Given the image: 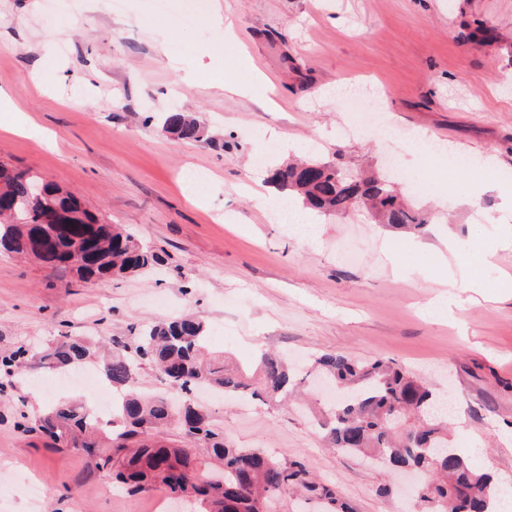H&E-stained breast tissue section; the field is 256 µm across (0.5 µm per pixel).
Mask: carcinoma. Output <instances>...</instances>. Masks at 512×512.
Wrapping results in <instances>:
<instances>
[{
	"instance_id": "carcinoma-1",
	"label": "carcinoma",
	"mask_w": 512,
	"mask_h": 512,
	"mask_svg": "<svg viewBox=\"0 0 512 512\" xmlns=\"http://www.w3.org/2000/svg\"><path fill=\"white\" fill-rule=\"evenodd\" d=\"M163 131L185 142L204 139V126L174 108L163 116ZM342 168L313 158L274 169L271 180L302 204L318 211H339L361 205L377 211V220L397 228L420 231L430 217L405 205L384 176L356 183L340 176ZM36 176L0 165V248L6 252L42 247L41 265L52 271H74L69 263L71 242L43 245L42 224H71L75 234H89L97 249L80 275L109 279L144 273L160 264L148 250L119 226L101 224L76 197L51 183L33 186ZM92 355L83 339L62 336L40 357L65 370ZM154 366L160 379L190 397L200 387L225 395L247 394L261 402L288 398L303 383L280 355L262 352L252 371L224 362L208 349V327L199 317L159 322L140 332L131 351H116L103 361V378L120 391L115 414L125 430L102 442L97 424L84 408L72 404L49 407L24 431L45 446L72 449L97 470H110L128 490L141 493L162 487L176 496L186 489L200 512H276L282 497L295 495L310 512H352L336 487L316 481L300 460H282L263 448H237L224 441L210 422L187 403L178 409L167 394L143 395L136 390L141 366ZM311 372L338 385L344 395L320 414L338 453L363 455L390 469L412 468L422 476L417 490L418 512H495L500 493L493 478L474 465L466 452L448 444V419L439 415L437 397L395 364L362 361L329 353L315 358ZM177 422L192 445L169 447L154 432ZM491 486L485 497L478 491Z\"/></svg>"
}]
</instances>
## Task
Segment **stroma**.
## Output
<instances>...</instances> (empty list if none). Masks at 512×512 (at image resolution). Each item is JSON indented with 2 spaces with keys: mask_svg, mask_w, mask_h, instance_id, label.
<instances>
[{
  "mask_svg": "<svg viewBox=\"0 0 512 512\" xmlns=\"http://www.w3.org/2000/svg\"><path fill=\"white\" fill-rule=\"evenodd\" d=\"M206 2L234 18L237 48L209 15L182 23V0H0V89L35 128L13 131L0 112V163L74 191L164 259L150 274L86 281L0 254V357L65 334L130 346L141 329L195 314L212 350L243 364L268 350L406 368L451 396V435L478 448V466L512 479V0ZM256 74L250 95L225 92V79ZM336 84L378 100L386 135H344L348 114L324 93ZM174 104L198 113L205 140L162 132ZM418 133L470 171L427 160ZM283 138L354 172L398 158L441 185L403 191L434 223L412 234L365 212L322 213L317 242L300 240L255 198L270 190L257 178L290 156ZM190 168L206 175L203 193L185 192ZM452 274L472 287H447ZM48 381L69 400L100 390L64 386L51 369L0 376V512H174L165 490L128 492L82 455L24 434ZM200 404L229 443L305 461L355 512H415L393 474L327 448L305 409Z\"/></svg>",
  "mask_w": 512,
  "mask_h": 512,
  "instance_id": "35a3bbf8",
  "label": "stroma"
}]
</instances>
